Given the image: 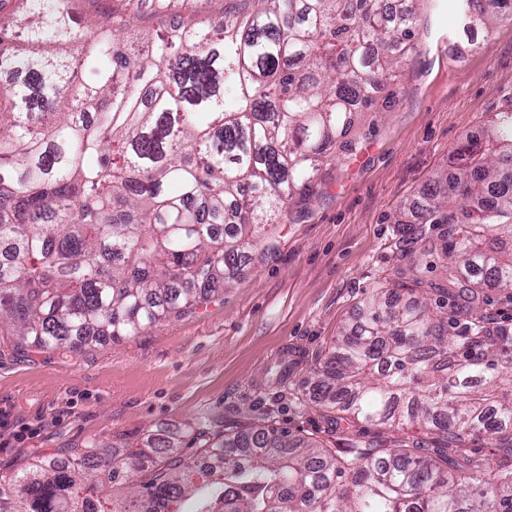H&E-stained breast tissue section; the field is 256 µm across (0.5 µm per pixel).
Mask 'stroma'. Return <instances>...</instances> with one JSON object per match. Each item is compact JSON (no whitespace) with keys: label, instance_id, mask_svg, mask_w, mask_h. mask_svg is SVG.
<instances>
[{"label":"stroma","instance_id":"35a3bbf8","mask_svg":"<svg viewBox=\"0 0 512 512\" xmlns=\"http://www.w3.org/2000/svg\"><path fill=\"white\" fill-rule=\"evenodd\" d=\"M419 12L395 105L359 114L356 154L273 225L221 300L78 351L22 347L0 330V467L131 444L160 427L272 424L327 442L312 368L399 266L400 208L512 104V24L474 51L448 0H420ZM282 364L277 385L270 373Z\"/></svg>","mask_w":512,"mask_h":512}]
</instances>
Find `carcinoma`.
<instances>
[{
	"instance_id": "cac0c4a2",
	"label": "carcinoma",
	"mask_w": 512,
	"mask_h": 512,
	"mask_svg": "<svg viewBox=\"0 0 512 512\" xmlns=\"http://www.w3.org/2000/svg\"><path fill=\"white\" fill-rule=\"evenodd\" d=\"M71 2L22 0L0 24V327L38 350L119 341L223 294L265 226L356 153L354 114L401 75L419 22L415 0H244L135 46L144 0L89 37ZM455 2L465 34L512 22V0ZM410 211L401 256L441 253L448 284L418 258L398 267L308 386L332 436L419 435L333 449L271 425L158 429L9 471L0 512H512V328L485 308L512 303L511 107ZM474 437L500 460L464 452ZM118 454L107 493L95 473Z\"/></svg>"
}]
</instances>
